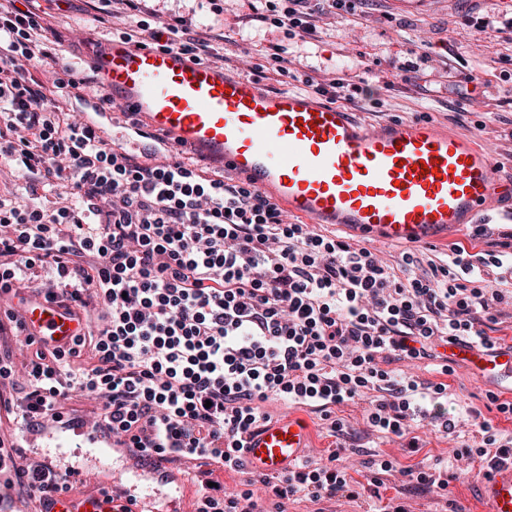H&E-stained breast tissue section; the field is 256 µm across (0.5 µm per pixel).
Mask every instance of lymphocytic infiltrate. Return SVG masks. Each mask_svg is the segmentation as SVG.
Returning a JSON list of instances; mask_svg holds the SVG:
<instances>
[{"label": "lymphocytic infiltrate", "instance_id": "1", "mask_svg": "<svg viewBox=\"0 0 512 512\" xmlns=\"http://www.w3.org/2000/svg\"><path fill=\"white\" fill-rule=\"evenodd\" d=\"M101 24L128 17L120 39L177 48L224 69L238 62L231 35L181 15L151 26L147 0H87ZM257 21L310 38L320 12L310 0H257ZM53 16L41 0H0V169L25 176L51 204L0 190V292L65 307L85 327L64 346L35 343L17 310L0 316V461L8 462L0 512H48L50 496L73 488L54 466L15 455L25 433L63 423L92 400L90 433L143 460L204 461L195 512H287L307 501L334 512L358 500L347 459L359 433L337 406L364 401L365 434L408 436L433 419L458 440L461 462L485 472L512 463V399L491 394L502 423L460 407L442 411L454 369L442 347L479 346L498 305L512 304V254L403 253L389 264L364 243L320 224L290 222L269 197L231 173L191 159L154 162L112 143L98 120L79 119L73 91L97 76L62 63ZM288 45L261 51L255 80L285 84ZM74 183L78 200L64 188ZM438 362L444 379L400 370ZM280 400L318 415L335 444L276 476L252 472L244 438L268 423L260 405ZM374 481L402 476L403 500L448 488L438 465H401L370 452ZM243 475L228 491L225 473ZM269 496L260 505L255 486Z\"/></svg>", "mask_w": 512, "mask_h": 512}]
</instances>
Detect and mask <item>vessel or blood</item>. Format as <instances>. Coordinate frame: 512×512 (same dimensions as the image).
I'll return each instance as SVG.
<instances>
[{
  "label": "vessel or blood",
  "instance_id": "obj_1",
  "mask_svg": "<svg viewBox=\"0 0 512 512\" xmlns=\"http://www.w3.org/2000/svg\"><path fill=\"white\" fill-rule=\"evenodd\" d=\"M98 88L128 111L111 122L112 139L143 155L193 157L230 170L309 224L348 225L365 239L416 245L453 228L500 217L512 222V180L501 181L491 156L469 139L430 122L366 127L350 112L300 92H270L182 51L108 42L97 62ZM309 130H301V123ZM31 336L69 342L79 323L57 303L26 301ZM450 358L512 392V350L490 357L456 346ZM308 427L285 417L260 428L244 450L265 474L303 454ZM487 512H512V465L483 483ZM173 512L156 489L54 496L49 512Z\"/></svg>",
  "mask_w": 512,
  "mask_h": 512
}]
</instances>
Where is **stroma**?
<instances>
[{"label": "stroma", "instance_id": "35a3bbf8", "mask_svg": "<svg viewBox=\"0 0 512 512\" xmlns=\"http://www.w3.org/2000/svg\"><path fill=\"white\" fill-rule=\"evenodd\" d=\"M222 5L216 12L203 0L154 2L161 17L181 14L197 25L239 34L244 51L240 73L256 63L257 49L288 43L298 72L315 69L330 78L347 74L363 79L368 96L363 108L354 109L356 120L370 127L387 121H429L448 127L488 149L501 178L512 177V23L506 18L512 0H361L352 15L327 11L316 37L306 42L253 21L249 0H223ZM52 7L59 16L56 29L63 62H92L101 46L111 41V33L99 24L87 0H53ZM454 243L472 253H512V223L488 224L480 231L471 225L449 232L447 240L421 244L420 249L446 253ZM447 380L449 408L463 405L486 411L490 383L461 366ZM261 408L275 419L288 415L306 421L307 456L327 457L331 440L314 414L272 400ZM96 412L92 402L82 401L65 427L26 435V444L65 449L74 466L101 458L104 487L126 482L145 463L112 454L105 439H89ZM414 435L419 446L415 452L400 440L372 435L368 441L370 447L406 465L446 460L450 512H486L483 470L453 463L454 441L434 433L431 425L416 429Z\"/></svg>", "mask_w": 512, "mask_h": 512}]
</instances>
